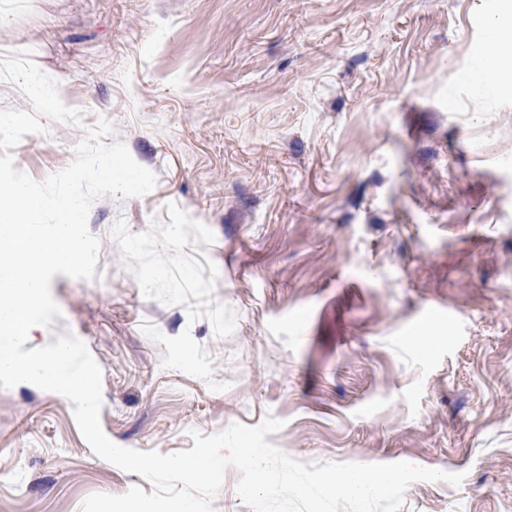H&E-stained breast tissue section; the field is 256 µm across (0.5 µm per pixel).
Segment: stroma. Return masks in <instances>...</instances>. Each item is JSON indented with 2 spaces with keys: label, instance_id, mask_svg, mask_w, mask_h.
Listing matches in <instances>:
<instances>
[{
  "label": "stroma",
  "instance_id": "35a3bbf8",
  "mask_svg": "<svg viewBox=\"0 0 512 512\" xmlns=\"http://www.w3.org/2000/svg\"><path fill=\"white\" fill-rule=\"evenodd\" d=\"M498 0H0V56L78 124L12 148L37 181L99 118L156 182L96 199L91 280L55 275L101 426L167 454L282 422L298 461L461 473L401 512H512V94L479 82ZM62 395L0 389V512L153 487L92 461Z\"/></svg>",
  "mask_w": 512,
  "mask_h": 512
}]
</instances>
